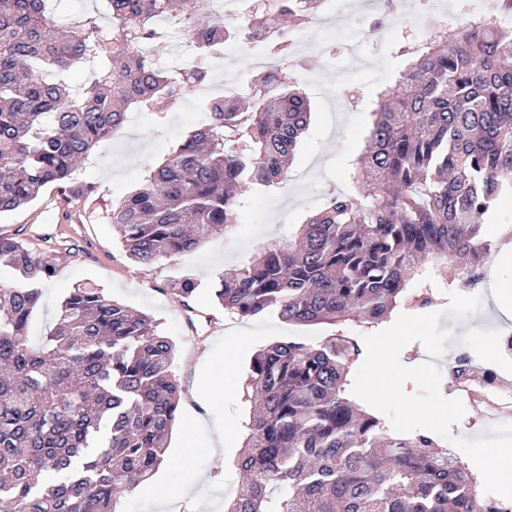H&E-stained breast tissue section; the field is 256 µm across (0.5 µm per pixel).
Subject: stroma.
<instances>
[{"instance_id":"stroma-1","label":"stroma","mask_w":512,"mask_h":512,"mask_svg":"<svg viewBox=\"0 0 512 512\" xmlns=\"http://www.w3.org/2000/svg\"><path fill=\"white\" fill-rule=\"evenodd\" d=\"M413 13L393 22L384 43L364 36L365 29L384 18L381 4L359 14L347 33L328 39L324 53L294 52L297 74L312 102V120L297 149L287 187L246 192L240 220L228 235L210 238L197 250L166 257L141 267L128 257L112 230V206L135 190L151 167L160 164L190 132L204 121L195 96L179 105L157 102L153 111L133 112L123 130L101 143L91 161L76 169L75 184L92 186L76 195L58 185H46L31 204L0 214V237L24 241L35 253L54 263L38 309L29 326L31 343L51 331L64 298L78 285L100 288L114 300L149 315L176 347L174 374L180 386L177 420L172 432L170 464L148 482L123 492L121 512H224L239 482L234 461L247 434L251 404L243 389L210 399V385L221 376L209 370L245 378L249 360L260 346L288 338L319 343L333 327L297 326L277 316L246 318L225 313L211 299L224 270L246 264L271 242L287 238L295 225L332 194L346 189L356 159L363 152L378 93L404 69L417 42L437 31L461 32L471 15L497 0H414ZM362 39L360 64H352L350 37ZM184 279L197 281L189 304L171 297L167 288ZM483 303L461 321L442 317L439 326L456 341L477 346L492 362H503L512 373V358L500 359L487 337L512 333V316H505L489 286L478 288ZM209 384H200V377ZM195 489L192 499H178L181 488Z\"/></svg>"}]
</instances>
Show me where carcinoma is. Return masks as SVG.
Instances as JSON below:
<instances>
[{
    "instance_id": "cac0c4a2",
    "label": "carcinoma",
    "mask_w": 512,
    "mask_h": 512,
    "mask_svg": "<svg viewBox=\"0 0 512 512\" xmlns=\"http://www.w3.org/2000/svg\"><path fill=\"white\" fill-rule=\"evenodd\" d=\"M55 0H0V214L41 188L71 184L76 165L118 134L129 109L179 104L207 83L205 60L268 32L284 56L319 0H280L276 16L240 23L198 0H99L112 20L61 22ZM173 21L197 54L183 70L156 67L159 22ZM87 77L63 79L75 67ZM265 94L215 98L207 120L112 206L130 258L148 267L225 235L244 193L288 180L311 120L308 96L282 72ZM353 191L332 195L283 242L224 271L215 297L238 316L275 314L336 333L261 346L250 358L254 403L235 461L241 475L224 512H506L483 478L432 432L399 434L351 399L363 355L350 324L374 327L399 307L435 300L430 268L481 282L484 225L512 193V29L482 20L439 33L379 95ZM0 512H117V489L138 487L169 462L180 389L175 344L146 315L94 287L75 288L38 346L28 326L52 267L0 238ZM197 291L169 288L183 302Z\"/></svg>"
}]
</instances>
